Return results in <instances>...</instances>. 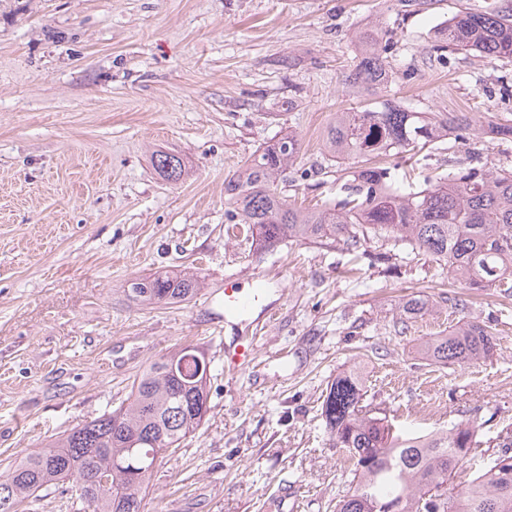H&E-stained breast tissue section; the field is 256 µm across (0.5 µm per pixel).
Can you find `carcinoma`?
I'll return each mask as SVG.
<instances>
[{"label":"carcinoma","mask_w":512,"mask_h":512,"mask_svg":"<svg viewBox=\"0 0 512 512\" xmlns=\"http://www.w3.org/2000/svg\"><path fill=\"white\" fill-rule=\"evenodd\" d=\"M440 36L448 48L512 59L509 13L460 10ZM360 45L345 84L379 89L388 78L387 47L376 30L361 33ZM465 124V116L406 111L382 99L360 111L336 113L325 149L337 159L403 154L433 145ZM300 148L296 137L284 136L224 180L231 216L248 226L262 247L288 240L349 250L361 247L370 233L383 232L448 267L468 288L512 292V169L472 167L401 192L389 188L388 169L358 167L342 185L345 196L335 207L306 209L273 189ZM153 166L170 182L185 172L182 158L172 153L155 155ZM200 287L194 271L164 270L131 280L127 293L143 305L177 304L191 300ZM496 347L488 326L466 320L448 335L423 342L420 351L435 364L451 366L486 358ZM204 355L191 345L162 355L137 375L118 408L15 460L0 477V512H20L52 487L67 494L75 480L83 482L76 499L90 512H144L155 471L203 421L195 407L209 401L212 378L199 372L196 358ZM364 395L363 375L342 373L321 407L336 447L347 452L350 480L336 498V512H512V426L496 436L499 451L492 465L469 475L464 461L484 444L476 422L418 436L397 427L385 410L363 404Z\"/></svg>","instance_id":"obj_1"}]
</instances>
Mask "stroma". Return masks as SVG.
Here are the masks:
<instances>
[{
    "label": "stroma",
    "mask_w": 512,
    "mask_h": 512,
    "mask_svg": "<svg viewBox=\"0 0 512 512\" xmlns=\"http://www.w3.org/2000/svg\"><path fill=\"white\" fill-rule=\"evenodd\" d=\"M512 0H0V474L78 422L115 409L135 376L187 344L211 361L208 412L167 458L149 512H333L349 474L321 406L359 367L366 400L425 435L473 419L484 438L512 425V295L465 309L430 256L370 235L358 251L285 242L261 250L228 232L224 180L293 133L301 150L277 186L298 205L334 204V113L360 109L344 73L358 32L394 46L383 97L469 125L411 158L379 157L416 185L472 166L512 165V62L436 49L461 9ZM181 155L165 181L153 152ZM198 268L182 305H142L131 279ZM262 278L246 314L255 361L224 368V280ZM427 307L396 333L402 305ZM493 323L489 358L442 367L418 351L464 320Z\"/></svg>",
    "instance_id": "1"
}]
</instances>
